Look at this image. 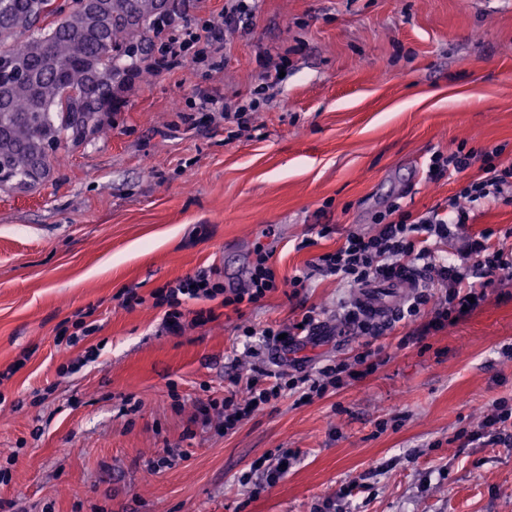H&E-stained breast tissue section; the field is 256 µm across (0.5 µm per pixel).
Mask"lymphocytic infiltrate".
<instances>
[{
	"label": "lymphocytic infiltrate",
	"mask_w": 512,
	"mask_h": 512,
	"mask_svg": "<svg viewBox=\"0 0 512 512\" xmlns=\"http://www.w3.org/2000/svg\"><path fill=\"white\" fill-rule=\"evenodd\" d=\"M256 2L224 0L219 18L193 26L169 22L152 67L167 70L187 60L217 67L216 57L226 48L225 31L247 28L255 15ZM262 80V89L256 90L249 101L231 106L201 92L194 98L192 107L199 112L220 114L223 119L236 123L239 129H246L259 111L266 89L279 84L280 73L266 71ZM476 160L481 163L480 176L450 196L446 206L415 216L405 211L400 203L390 204L376 215V231L348 232L335 251L318 255L315 269L322 276L335 277L339 284L349 288L382 286L397 277L409 279V298L404 306L393 311L392 319L421 321L420 333L424 336L441 331L463 317L468 304H482L492 289L512 281V254L491 245V231L474 237L464 233L471 210L499 197L504 189L512 188V160L504 159L499 147L478 151L460 145L448 152H433L427 164L428 180L437 182L465 171ZM453 239L459 242L457 262L439 260L438 245ZM306 286V277H279L269 253L260 251L249 269L245 287L226 285L218 273L201 271L153 291L148 300L162 309L163 329L178 336L189 319L182 308L184 301L218 298L224 306L237 308L258 303L281 288L297 293ZM148 300L128 291L123 293L121 305L132 308ZM341 319L365 338L361 351L353 359L341 358L316 373L298 376L254 367L243 383L245 396L233 393L221 399L210 397L198 401L196 421L204 427L219 422L221 432L227 434L243 419L263 412L284 395L298 393L307 399L321 397L373 372L377 367L373 339L382 333L384 323L368 316L358 306L343 312ZM319 328L317 313L311 309L297 323L260 330L243 326L239 332L252 340L249 352L258 359L264 351L287 347L296 337L317 335Z\"/></svg>",
	"instance_id": "1"
}]
</instances>
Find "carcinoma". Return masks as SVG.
Here are the masks:
<instances>
[{"label":"carcinoma","mask_w":512,"mask_h":512,"mask_svg":"<svg viewBox=\"0 0 512 512\" xmlns=\"http://www.w3.org/2000/svg\"><path fill=\"white\" fill-rule=\"evenodd\" d=\"M179 0H0V188L31 192L104 136Z\"/></svg>","instance_id":"cac0c4a2"}]
</instances>
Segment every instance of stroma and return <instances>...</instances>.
I'll list each match as a JSON object with an SVG mask.
<instances>
[{"label":"stroma","instance_id":"35a3bbf8","mask_svg":"<svg viewBox=\"0 0 512 512\" xmlns=\"http://www.w3.org/2000/svg\"><path fill=\"white\" fill-rule=\"evenodd\" d=\"M226 41L220 69L185 62L132 83L109 134L63 153L37 190L0 189V456L15 458L0 499L13 512H320L328 499L335 512H512V444L459 436L512 399V285L441 331L395 324L375 371L335 393L284 397L226 435L193 420L196 400L254 364L312 372L360 351L336 324L354 289L312 262L390 203L419 215L478 176L428 182L433 152L464 142L512 158V0H260ZM283 59L255 130L232 139L223 119L191 116L199 91L237 101ZM321 224L335 234L298 249ZM487 228L512 247L511 201L475 211L470 232ZM259 249L307 288L238 312L189 301L214 319L180 336L162 333L159 310L117 300L204 270L242 286ZM90 307L100 331L59 351ZM313 307L327 336L247 356L239 326ZM89 344L97 361L69 371ZM167 448L179 459L150 473ZM287 449L276 485L241 484Z\"/></svg>","mask_w":512,"mask_h":512}]
</instances>
